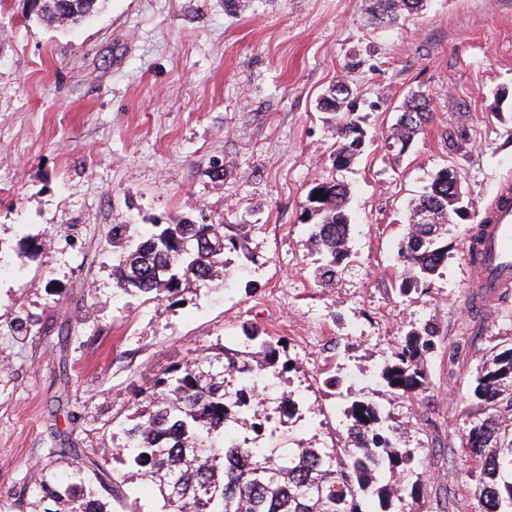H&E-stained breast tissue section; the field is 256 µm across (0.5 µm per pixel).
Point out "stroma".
Masks as SVG:
<instances>
[{"instance_id": "obj_1", "label": "stroma", "mask_w": 512, "mask_h": 512, "mask_svg": "<svg viewBox=\"0 0 512 512\" xmlns=\"http://www.w3.org/2000/svg\"><path fill=\"white\" fill-rule=\"evenodd\" d=\"M374 0H102L62 29L0 0V512H44L38 486L122 447L137 396L175 365L240 348L244 327L284 339L292 367L265 402H296L292 448L340 446L343 411L392 404L415 451L392 512H474L458 448L483 353L512 338V297L475 304L448 227L437 274L401 294L408 204L453 167L474 213L512 183V0H430L385 28ZM367 136L334 165L339 79ZM431 118L394 146L399 107ZM319 178L347 184L351 233L336 279L307 242ZM228 224L227 273L177 303L116 287V224ZM429 328L427 388L394 397L371 374ZM339 374L336 389L323 381Z\"/></svg>"}]
</instances>
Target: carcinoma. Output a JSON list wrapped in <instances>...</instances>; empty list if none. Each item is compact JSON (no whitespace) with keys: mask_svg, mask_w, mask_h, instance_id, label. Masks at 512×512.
Wrapping results in <instances>:
<instances>
[{"mask_svg":"<svg viewBox=\"0 0 512 512\" xmlns=\"http://www.w3.org/2000/svg\"><path fill=\"white\" fill-rule=\"evenodd\" d=\"M99 0H77L67 15L49 6L41 18L60 26L89 16ZM426 0H375L381 22L394 26L405 14L422 10ZM322 107L343 113L337 127L339 146L335 162L342 166L355 155L352 134H365L350 117V101L328 90ZM429 118L428 95L415 91L401 105L393 138L410 143ZM323 192L316 202L315 192ZM349 188L334 180L318 179L310 187L303 214L309 223V243L324 263L315 277L327 282L347 253L351 224ZM431 207L446 225L448 173L438 170L426 192L411 202L412 213ZM138 238L135 250L120 260L116 284L121 291L156 300L177 296L191 280L209 281L225 267L224 250L237 248L235 237L222 224H116L113 235ZM431 232L428 224H411L403 237L400 257L411 276L426 280L448 259V242L419 243ZM284 340L245 330L244 350H224L213 359L177 365L156 378L143 403L131 414L126 440L118 453L135 469L143 485L158 491L164 512H365L369 498L378 512H387L394 497L393 482L410 470L414 452L397 439L400 424L391 410L368 400H354L344 410L347 439L341 448H267V436L288 441L287 433L264 425L251 413L259 388L267 389L282 377ZM428 330L413 332L378 374L391 392L415 395L427 385L425 356L432 349ZM398 385H393V382ZM473 396L478 409L464 413L461 448L466 462L475 466L478 486L475 512H512V346L492 347L476 369ZM251 414L256 437L240 443L234 438L240 416ZM241 454L240 468L227 460ZM107 456L91 461L86 470L52 483L40 481L54 508L47 512H106L107 500L120 498L122 482L107 469Z\"/></svg>","mask_w":512,"mask_h":512,"instance_id":"1","label":"carcinoma"}]
</instances>
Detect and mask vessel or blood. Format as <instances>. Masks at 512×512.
<instances>
[{"instance_id": "vessel-or-blood-1", "label": "vessel or blood", "mask_w": 512, "mask_h": 512, "mask_svg": "<svg viewBox=\"0 0 512 512\" xmlns=\"http://www.w3.org/2000/svg\"><path fill=\"white\" fill-rule=\"evenodd\" d=\"M473 284L486 302L512 290V187L503 186L485 207L476 248L467 249Z\"/></svg>"}]
</instances>
